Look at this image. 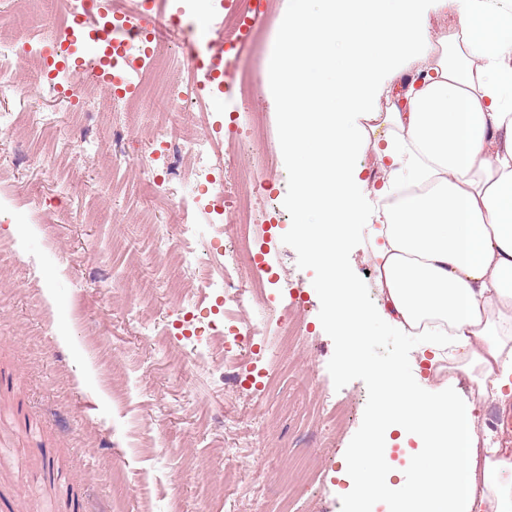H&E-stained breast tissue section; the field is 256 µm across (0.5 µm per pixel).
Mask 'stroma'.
I'll use <instances>...</instances> for the list:
<instances>
[{
	"mask_svg": "<svg viewBox=\"0 0 512 512\" xmlns=\"http://www.w3.org/2000/svg\"><path fill=\"white\" fill-rule=\"evenodd\" d=\"M293 6L267 0L230 69L231 92L207 94L182 128L185 138L209 139L204 162L220 179L228 137L215 126L245 128L253 113L265 117L266 152L252 177L267 201L257 219L272 235V278L261 296L243 292L238 310L223 311L221 291L197 287L192 272L175 274L170 251L155 244V225H168L176 240L189 222L201 232L198 250L230 246L225 220L198 210L213 200L211 184L186 168L164 193V169L138 164L164 152L155 137L162 102L98 111L104 87L82 100L72 95L81 73L70 82L39 80L21 66L0 82V502L8 512H278L286 451L307 446L317 450L310 468L318 479L295 512H351L343 462L376 422L375 394L361 368L343 366L347 345L330 325L320 271L293 232L295 164L284 143L286 109L268 75ZM178 9L195 29L223 13L219 0H155L153 11ZM457 21L453 0H420L416 33ZM424 66L393 59L365 108L384 110L386 91ZM48 113L50 130L41 124ZM378 227L359 212L343 261L372 308L380 301L371 273ZM140 282L150 293L133 297ZM177 287L195 289L196 313L213 327L214 343L231 324L254 331L242 389L224 390L223 362L196 369L190 347L176 342L188 327ZM284 314L302 323L305 343L269 395L263 384ZM60 316L67 344L55 333ZM165 331L172 337L161 351L154 338ZM78 346L88 355L81 376ZM413 350L411 338L384 327L363 345L379 365H409ZM342 399L356 409L339 432L313 421L315 405ZM229 448L235 460H227Z\"/></svg>",
	"mask_w": 512,
	"mask_h": 512,
	"instance_id": "obj_1",
	"label": "stroma"
}]
</instances>
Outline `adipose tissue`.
<instances>
[{"mask_svg":"<svg viewBox=\"0 0 512 512\" xmlns=\"http://www.w3.org/2000/svg\"><path fill=\"white\" fill-rule=\"evenodd\" d=\"M324 2L322 18L301 2L284 18L287 53L271 69L287 99V148L305 159L290 205L322 213L298 223L297 242L321 271L339 335L362 341L381 324L415 337L436 362L454 348L475 387L462 396L451 376L424 394L397 367L365 363L378 423L344 463L356 510L381 497L388 512H512V448L481 446L474 415L477 400L512 395V0H455L458 27L423 52L429 75L409 83L406 107L391 100L382 112L358 106L391 57L412 55L417 0ZM329 49L341 59L329 89L339 111L322 110L310 91ZM367 146L388 172L381 195L395 199L378 217L383 242L372 254L378 309L342 277L360 184L348 155ZM392 431L418 444L398 472L385 441ZM436 469L448 475L446 492L428 481Z\"/></svg>","mask_w":512,"mask_h":512,"instance_id":"obj_1","label":"adipose tissue"}]
</instances>
